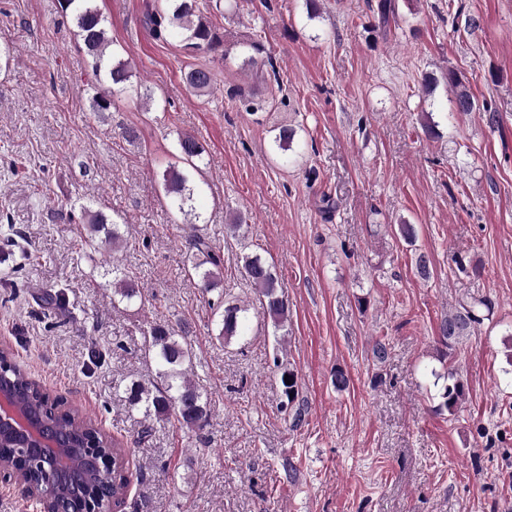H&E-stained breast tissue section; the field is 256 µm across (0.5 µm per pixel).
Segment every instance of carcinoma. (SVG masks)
I'll use <instances>...</instances> for the list:
<instances>
[{
  "instance_id": "obj_1",
  "label": "carcinoma",
  "mask_w": 512,
  "mask_h": 512,
  "mask_svg": "<svg viewBox=\"0 0 512 512\" xmlns=\"http://www.w3.org/2000/svg\"><path fill=\"white\" fill-rule=\"evenodd\" d=\"M63 13H69L75 24L76 35L83 42L91 67L97 76L110 83L108 91L94 97L91 107L95 112H103L111 105L110 96L116 93L131 92L142 98L144 103L152 100L148 89L133 85L129 63L120 59V50L110 47L106 36L104 19L93 5V0H59ZM145 24L152 37L165 41L180 38L189 49L204 52L220 50L229 54L224 47V35L209 17L196 7V0H172L165 8H156L147 14ZM239 47L251 52L244 63L254 67L259 78H264L265 61L259 60L263 54L257 38ZM112 49V57H107V49ZM188 87L195 91H205L213 86L212 72L203 67L191 68L184 73ZM444 80L450 87L451 103L457 112H474L477 105L473 95L461 78L452 70L444 73ZM295 131L283 127L274 136V151L285 155L292 147ZM177 159L185 164L165 170L162 176L164 194L176 213L183 217L184 224H204L205 218L195 211L194 194L199 189L193 173L200 170L205 161L206 150L199 140L190 134L180 133L177 138ZM91 231L102 232L105 240L117 245L122 241L121 227L117 221H108L102 214L90 216ZM243 267L259 295L262 304L274 326L280 327L288 321V301L279 292L278 277L273 266L258 256L245 257ZM222 262L209 241L198 234L190 236L187 243L185 272L196 278L201 287L211 291L220 282ZM142 298L129 278L127 271L112 267V307L129 305ZM487 306L483 300L460 310L448 312L440 326V341L448 349L469 336L483 316L480 307ZM249 308L230 299L224 300V310L220 314L217 338L228 341L237 336L248 319ZM145 352L151 355L156 365L155 379L148 382L133 381L125 388V402L131 410H141L146 417L157 421L175 418L181 425L195 430L203 429L208 423L209 401L207 393L193 379V357L191 348L183 341L174 326L159 322L148 333ZM436 379L446 378L441 388V406L452 413L465 395V383L454 371L447 375L435 374ZM0 379L12 387L17 405L30 415L41 419L60 430L75 448L70 457V465L63 472L52 470V458L29 454L20 444L10 440L0 443V466L6 470H16L25 477L40 494L53 499L59 498L60 487L66 482L86 478L85 491L79 498L71 499L69 507L73 512H84L93 501L97 507H104V501L122 494L131 482L127 453L122 444L78 414L70 415L58 410L49 397L34 382L28 380L12 359L0 358Z\"/></svg>"
}]
</instances>
